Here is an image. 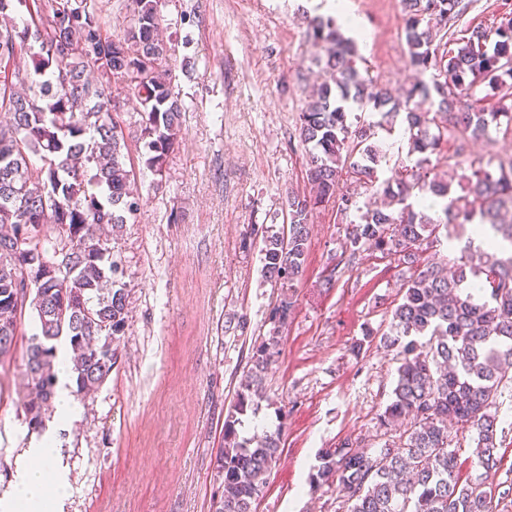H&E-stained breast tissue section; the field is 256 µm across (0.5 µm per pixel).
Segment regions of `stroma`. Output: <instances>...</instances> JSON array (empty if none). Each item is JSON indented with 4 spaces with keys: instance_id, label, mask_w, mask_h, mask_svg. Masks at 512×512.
<instances>
[{
    "instance_id": "1",
    "label": "stroma",
    "mask_w": 512,
    "mask_h": 512,
    "mask_svg": "<svg viewBox=\"0 0 512 512\" xmlns=\"http://www.w3.org/2000/svg\"><path fill=\"white\" fill-rule=\"evenodd\" d=\"M371 34L359 70L401 94L407 64L401 0H351ZM181 137L162 189L136 166L143 206L115 241L128 322L111 376L78 394L77 420L57 426L68 495L54 512H209L224 417L273 327L285 291L263 275V237L287 220V192L307 194L299 115L325 79L309 37L321 0H161ZM469 157L512 158V139L442 142L447 170ZM330 200L310 218L305 272L279 333L258 413L238 431L281 430L280 455L255 512H341L337 483L310 485L319 454L350 440L384 445L396 352L385 347L411 271L375 249L350 256ZM334 287H324L327 278ZM21 356L0 363V493L32 438L20 408Z\"/></svg>"
}]
</instances>
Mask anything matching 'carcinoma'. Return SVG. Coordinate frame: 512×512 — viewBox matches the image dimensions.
<instances>
[{"instance_id":"1","label":"carcinoma","mask_w":512,"mask_h":512,"mask_svg":"<svg viewBox=\"0 0 512 512\" xmlns=\"http://www.w3.org/2000/svg\"><path fill=\"white\" fill-rule=\"evenodd\" d=\"M409 66L417 80L393 96L360 73L354 39L333 16H315L310 37L325 50L329 80L299 117L309 147L307 181L315 193L286 199L288 232L263 237V271L290 289L308 255L309 216L336 196L344 167L365 178L384 205H358L341 194L337 212L359 213L347 247L365 246L399 257L413 273L402 283L383 343L398 350L400 366L380 427L400 428L397 442L372 453L350 441L325 450L311 483L336 481L346 512H492V500H512V483L495 480L505 431L498 430L499 397L512 390V159L493 166L455 153L443 179L430 156L448 128L464 139L512 136V13L491 27L453 28L473 0H402ZM134 24L121 39L101 21L94 0H0V18L25 15L23 27L0 28V361L12 357L26 312L36 321L23 356L30 395L20 407L31 432L45 429L55 394L57 347L64 336L75 352L77 391H93L112 373L116 336L126 333L127 296L114 287L119 271L112 234L141 209L124 130L113 93L134 96L146 116L137 153L163 177L178 145L181 103L171 93L166 43L158 32V0H131ZM497 91L485 106L479 87ZM428 101L431 110L413 107ZM386 118L405 113L413 165L378 181L383 153L372 139L380 121L360 115L367 106ZM464 204L452 196L453 182ZM444 201L442 216L419 207L426 195ZM488 238L474 245L475 235ZM465 237L468 247L443 270L421 265L418 248ZM476 249H471V246ZM32 292L26 293V285ZM272 333L253 347L248 379L224 418V445L215 456L224 473L209 512H253L277 461L280 432L240 437L241 417L259 411L264 379L277 354ZM473 434L472 456L482 472L458 477L448 427Z\"/></svg>"}]
</instances>
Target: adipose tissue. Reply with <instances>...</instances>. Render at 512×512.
Returning <instances> with one entry per match:
<instances>
[{"mask_svg": "<svg viewBox=\"0 0 512 512\" xmlns=\"http://www.w3.org/2000/svg\"><path fill=\"white\" fill-rule=\"evenodd\" d=\"M60 450L53 433L32 441L17 467L9 492L0 495V512H47V488L65 493L66 477L57 464Z\"/></svg>", "mask_w": 512, "mask_h": 512, "instance_id": "adipose-tissue-1", "label": "adipose tissue"}]
</instances>
